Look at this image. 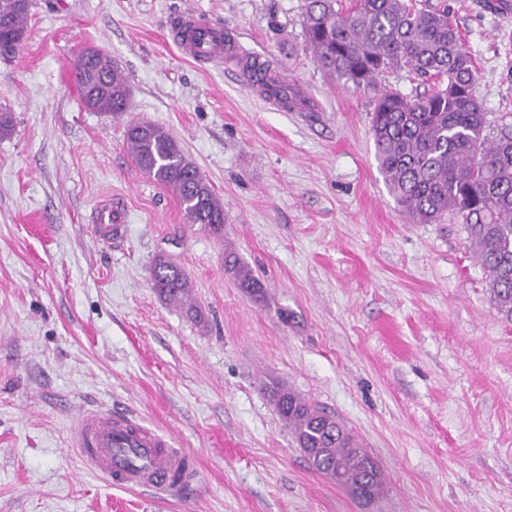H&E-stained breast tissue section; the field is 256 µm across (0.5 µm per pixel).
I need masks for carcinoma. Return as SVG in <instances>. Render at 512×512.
I'll list each match as a JSON object with an SVG mask.
<instances>
[{
    "mask_svg": "<svg viewBox=\"0 0 512 512\" xmlns=\"http://www.w3.org/2000/svg\"><path fill=\"white\" fill-rule=\"evenodd\" d=\"M29 8L30 0H0V60L19 53ZM303 30L317 65L338 81L373 87L383 73L401 68L439 81L423 93L383 90L375 98L371 130L379 172L413 222L465 226L497 310L511 318L512 126L487 133L476 67L448 12L417 9L407 0H306ZM73 73L86 109L113 116L128 110L127 81L99 52L82 53ZM125 139L139 168L177 194L187 222L224 239V204L177 141L148 122L127 124ZM224 262L243 292L263 296L264 285L235 253L225 252ZM151 287L162 301L202 320L183 293L187 274L163 255L153 261ZM264 389L314 469L328 477L340 467L341 487L380 498L379 468L340 423L277 379Z\"/></svg>",
    "mask_w": 512,
    "mask_h": 512,
    "instance_id": "obj_1",
    "label": "carcinoma"
}]
</instances>
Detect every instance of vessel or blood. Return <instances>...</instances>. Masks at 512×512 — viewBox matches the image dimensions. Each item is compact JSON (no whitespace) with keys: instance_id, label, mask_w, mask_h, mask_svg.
<instances>
[{"instance_id":"vessel-or-blood-1","label":"vessel or blood","mask_w":512,"mask_h":512,"mask_svg":"<svg viewBox=\"0 0 512 512\" xmlns=\"http://www.w3.org/2000/svg\"><path fill=\"white\" fill-rule=\"evenodd\" d=\"M168 36L186 59L237 70L264 100L277 103L287 97V80L268 69L257 54L241 48L221 23L186 12L170 20ZM72 439L87 469L114 486L169 498L184 495L196 483L194 469L173 448L170 437L144 426L126 410L82 409Z\"/></svg>"}]
</instances>
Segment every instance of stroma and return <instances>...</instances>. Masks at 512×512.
Returning <instances> with one entry per match:
<instances>
[{"mask_svg": "<svg viewBox=\"0 0 512 512\" xmlns=\"http://www.w3.org/2000/svg\"><path fill=\"white\" fill-rule=\"evenodd\" d=\"M447 9L492 127L512 123V14ZM305 0H31L0 61V512H512V319L460 224H415L378 170L379 89L342 85L306 50ZM192 10L306 87L315 109L264 102L231 70L186 60L167 21ZM92 47L127 79L120 116L81 103ZM165 128L224 203V236L188 224L130 154L128 123ZM124 216L112 243L95 207ZM232 249L264 284L247 297ZM167 254L203 314L151 286ZM340 421L378 463L366 505L314 470L262 383ZM118 406L172 436L199 469L182 498L113 487L72 448L85 407Z\"/></svg>", "mask_w": 512, "mask_h": 512, "instance_id": "stroma-1", "label": "stroma"}]
</instances>
